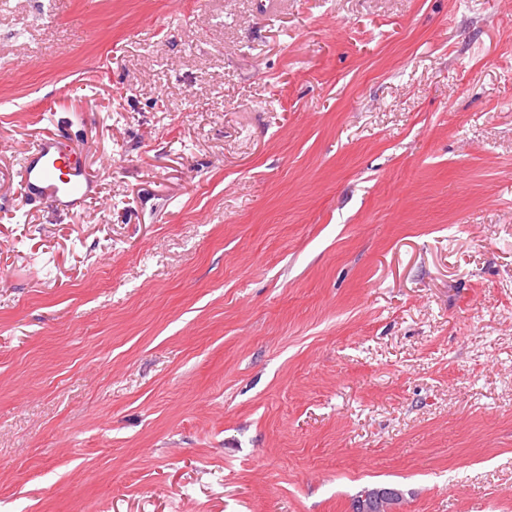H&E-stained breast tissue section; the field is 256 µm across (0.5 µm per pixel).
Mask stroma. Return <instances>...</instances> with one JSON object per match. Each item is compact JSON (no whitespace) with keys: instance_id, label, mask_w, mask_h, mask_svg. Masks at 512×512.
I'll return each instance as SVG.
<instances>
[{"instance_id":"stroma-1","label":"stroma","mask_w":512,"mask_h":512,"mask_svg":"<svg viewBox=\"0 0 512 512\" xmlns=\"http://www.w3.org/2000/svg\"><path fill=\"white\" fill-rule=\"evenodd\" d=\"M1 66L0 512H512V0H0ZM19 164L25 205L46 199L68 210L88 195L84 168L67 148L63 134L41 137L20 150ZM365 492V491H364ZM403 494L396 488H381L365 492L352 504V512H394Z\"/></svg>"}]
</instances>
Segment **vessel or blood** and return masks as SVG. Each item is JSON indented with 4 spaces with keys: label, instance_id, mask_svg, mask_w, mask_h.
Masks as SVG:
<instances>
[{
    "label": "vessel or blood",
    "instance_id": "b4317fda",
    "mask_svg": "<svg viewBox=\"0 0 512 512\" xmlns=\"http://www.w3.org/2000/svg\"><path fill=\"white\" fill-rule=\"evenodd\" d=\"M19 164L27 202L46 199L66 209L88 194L85 171L68 149L64 135L39 138L20 150Z\"/></svg>",
    "mask_w": 512,
    "mask_h": 512
}]
</instances>
